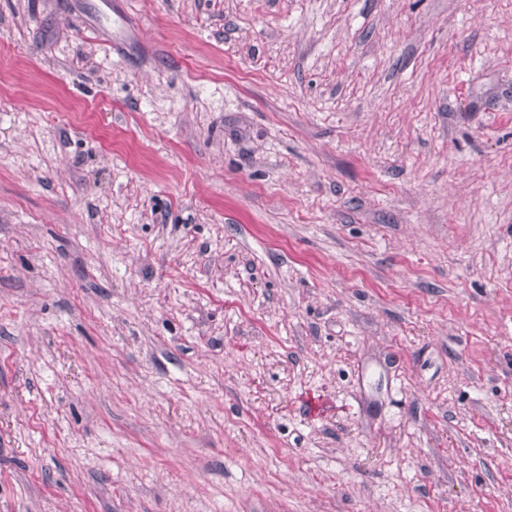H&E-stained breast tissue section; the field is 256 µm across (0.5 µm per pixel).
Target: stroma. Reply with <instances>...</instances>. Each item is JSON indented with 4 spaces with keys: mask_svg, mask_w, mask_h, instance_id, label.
<instances>
[{
    "mask_svg": "<svg viewBox=\"0 0 512 512\" xmlns=\"http://www.w3.org/2000/svg\"><path fill=\"white\" fill-rule=\"evenodd\" d=\"M0 0V512H512V0Z\"/></svg>",
    "mask_w": 512,
    "mask_h": 512,
    "instance_id": "obj_1",
    "label": "stroma"
}]
</instances>
